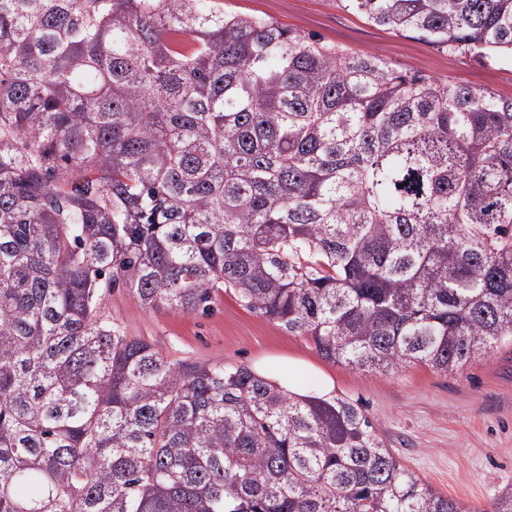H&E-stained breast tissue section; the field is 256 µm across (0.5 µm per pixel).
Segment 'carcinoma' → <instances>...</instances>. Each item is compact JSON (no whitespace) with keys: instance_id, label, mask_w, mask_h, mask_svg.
I'll return each instance as SVG.
<instances>
[{"instance_id":"1","label":"carcinoma","mask_w":512,"mask_h":512,"mask_svg":"<svg viewBox=\"0 0 512 512\" xmlns=\"http://www.w3.org/2000/svg\"><path fill=\"white\" fill-rule=\"evenodd\" d=\"M512 63V0H339ZM242 306L371 373L512 342V98L224 0H0V512L480 511L358 405L102 318Z\"/></svg>"}]
</instances>
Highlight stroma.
<instances>
[{"instance_id":"stroma-1","label":"stroma","mask_w":512,"mask_h":512,"mask_svg":"<svg viewBox=\"0 0 512 512\" xmlns=\"http://www.w3.org/2000/svg\"><path fill=\"white\" fill-rule=\"evenodd\" d=\"M352 52H372L400 70L487 87L512 98V65L439 49L344 9L339 0H224ZM100 313L126 335L148 341L180 367L224 363L277 369L298 357L335 381L334 394L362 406L403 466L435 492L482 512L512 485V345L446 374L407 364L373 374L325 361L306 337L288 333L218 293L206 312L142 309L126 288L105 289Z\"/></svg>"}]
</instances>
